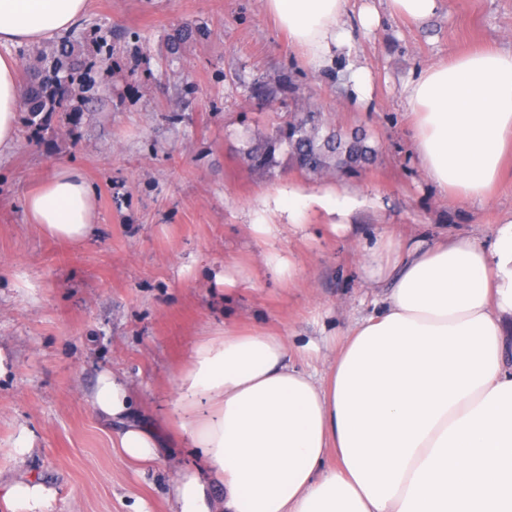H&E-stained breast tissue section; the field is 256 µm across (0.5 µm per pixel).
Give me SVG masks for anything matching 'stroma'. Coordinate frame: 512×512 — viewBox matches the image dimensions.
Listing matches in <instances>:
<instances>
[{"label": "stroma", "instance_id": "obj_1", "mask_svg": "<svg viewBox=\"0 0 512 512\" xmlns=\"http://www.w3.org/2000/svg\"><path fill=\"white\" fill-rule=\"evenodd\" d=\"M343 24L349 45L335 68L316 69L265 0H89L68 36L86 60L107 47L93 29L110 35L111 70L88 71L72 111L18 112L14 145L0 153V473L54 488L48 512H168L176 470L206 467L178 442L145 469L113 448L112 426L92 405L102 374L124 379L139 417L164 427L198 337L269 329L306 365L303 345L343 332L383 296L365 270L375 237L485 240L512 210L511 176L481 203L430 183L405 101L429 64L511 48L512 0H445L421 24L391 13L388 0H349ZM361 68L371 90L359 103L352 74ZM258 81L281 86L263 112ZM301 98L327 123L366 131L376 163L350 178L316 177L279 148L269 168H248L245 137L267 135ZM64 168L97 196L79 245L40 232L24 207ZM291 184L350 189L366 204L346 231L315 219L255 232L261 199ZM277 258L293 263L292 278L276 272ZM24 429L33 447L20 456L12 448Z\"/></svg>", "mask_w": 512, "mask_h": 512}]
</instances>
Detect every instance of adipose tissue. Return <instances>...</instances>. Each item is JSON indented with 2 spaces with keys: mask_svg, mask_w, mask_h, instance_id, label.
<instances>
[{
  "mask_svg": "<svg viewBox=\"0 0 512 512\" xmlns=\"http://www.w3.org/2000/svg\"><path fill=\"white\" fill-rule=\"evenodd\" d=\"M87 0H0V44L70 29ZM310 65L330 68L351 33L348 0H265ZM23 83L0 54V149L14 141ZM412 142L431 183L461 201L492 197L512 168V48L453 56L406 88ZM264 222L319 215L354 222L348 190L291 185L262 199ZM34 224L82 243L95 192L63 169L25 198ZM365 268L385 281L381 308L327 340L325 374L289 361L278 333L233 328L195 343L180 373L172 431L209 474L176 473L170 512H512V212L489 240L374 242ZM129 390L100 377L93 397L133 463L156 460L159 432L131 417ZM52 488L0 475L7 512H46Z\"/></svg>",
  "mask_w": 512,
  "mask_h": 512,
  "instance_id": "ef3b65f1",
  "label": "adipose tissue"
}]
</instances>
